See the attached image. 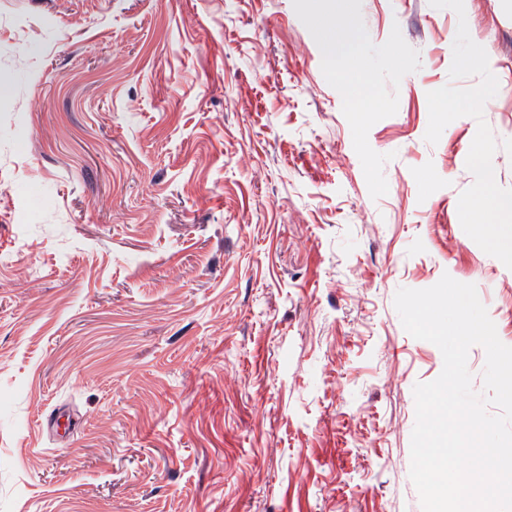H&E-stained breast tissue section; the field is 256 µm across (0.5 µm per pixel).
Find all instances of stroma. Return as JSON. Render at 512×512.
<instances>
[{"label": "stroma", "instance_id": "35a3bbf8", "mask_svg": "<svg viewBox=\"0 0 512 512\" xmlns=\"http://www.w3.org/2000/svg\"><path fill=\"white\" fill-rule=\"evenodd\" d=\"M361 14L376 200L293 0H0V512H422L394 297L512 346V0Z\"/></svg>", "mask_w": 512, "mask_h": 512}]
</instances>
